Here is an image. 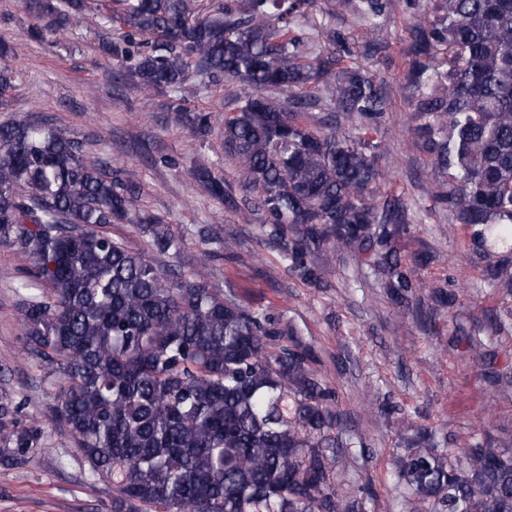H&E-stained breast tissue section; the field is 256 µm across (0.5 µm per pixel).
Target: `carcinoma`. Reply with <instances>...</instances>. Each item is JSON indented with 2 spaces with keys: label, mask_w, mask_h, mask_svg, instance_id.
Listing matches in <instances>:
<instances>
[{
  "label": "carcinoma",
  "mask_w": 512,
  "mask_h": 512,
  "mask_svg": "<svg viewBox=\"0 0 512 512\" xmlns=\"http://www.w3.org/2000/svg\"><path fill=\"white\" fill-rule=\"evenodd\" d=\"M126 2L131 27L159 36L148 51L112 44L137 88H182L192 64L242 87L222 136L243 194L208 170L202 193L262 212L263 235L310 288L329 287L343 256L402 311L459 307L457 291L421 276L437 256L406 254L420 218L381 167L391 96L367 70L304 61L307 0H229L193 23L186 0ZM406 2L426 13L408 29L403 85L425 191L460 225L466 264L512 302V0ZM34 6L55 34L80 23L76 0ZM337 6L373 33L393 0ZM322 91L330 111H303ZM170 120L201 139L213 125L180 106ZM138 198L84 141L46 122L0 124V242L32 260L19 320L58 387L51 420L88 464L86 488L110 486L112 512H359L338 465L348 416L301 329L227 280L167 274L161 257L180 253L182 235ZM115 224L143 246L108 231ZM488 381L512 390L509 370ZM364 410L396 425L393 477L428 512H512L511 445L475 435L447 448L450 434L437 439L397 401L369 398ZM17 413L0 401L3 466L41 451V429L19 428Z\"/></svg>",
  "instance_id": "carcinoma-1"
}]
</instances>
